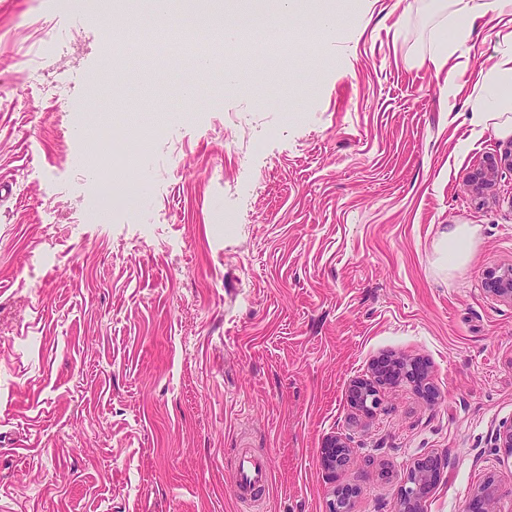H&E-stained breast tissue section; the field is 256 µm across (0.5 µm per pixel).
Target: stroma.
<instances>
[{
    "label": "stroma",
    "mask_w": 512,
    "mask_h": 512,
    "mask_svg": "<svg viewBox=\"0 0 512 512\" xmlns=\"http://www.w3.org/2000/svg\"><path fill=\"white\" fill-rule=\"evenodd\" d=\"M427 2L296 0L287 66L202 75L112 70L99 16L0 0V97L16 104L0 110V512H239L244 452L270 467L255 512H327L332 435L350 448V512H397L426 455L441 467L423 512H466L487 480L512 512L495 441L512 302L485 289L512 267V169L480 195L466 184L512 146L471 125L501 39L474 33L449 97L420 59L454 17ZM209 9L282 22L279 0ZM107 153L150 193L92 220ZM453 224L478 234L447 272ZM383 354L426 364L433 396L398 378L354 405ZM349 394L357 406L367 411L378 403L375 386L368 380H354L350 384Z\"/></svg>",
    "instance_id": "35a3bbf8"
}]
</instances>
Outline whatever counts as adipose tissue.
<instances>
[{
    "label": "adipose tissue",
    "mask_w": 512,
    "mask_h": 512,
    "mask_svg": "<svg viewBox=\"0 0 512 512\" xmlns=\"http://www.w3.org/2000/svg\"><path fill=\"white\" fill-rule=\"evenodd\" d=\"M453 14L461 18V25L454 30L452 38L440 44L424 58L423 63L434 72H442L451 59L456 58L462 47L470 41L472 34L495 20L512 18V0H452ZM508 50L498 52L489 72L484 78L479 107L473 112L471 122L477 127L494 126L503 135H512V92L503 94V87L512 89V32L504 35ZM476 230L467 224H458L444 232L438 245L439 262L448 270L458 268L471 255V246Z\"/></svg>",
    "instance_id": "ef3b65f1"
}]
</instances>
